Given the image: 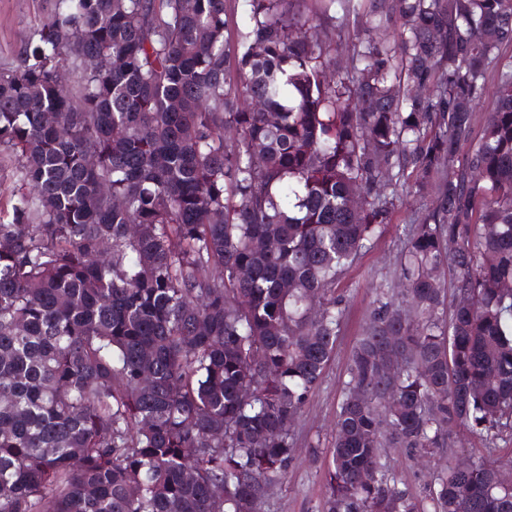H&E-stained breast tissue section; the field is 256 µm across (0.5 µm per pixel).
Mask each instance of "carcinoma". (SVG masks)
I'll return each instance as SVG.
<instances>
[{
    "instance_id": "1",
    "label": "carcinoma",
    "mask_w": 512,
    "mask_h": 512,
    "mask_svg": "<svg viewBox=\"0 0 512 512\" xmlns=\"http://www.w3.org/2000/svg\"><path fill=\"white\" fill-rule=\"evenodd\" d=\"M297 2L55 0L0 68V512H264L336 282L435 178L349 358L325 512H512V460L422 501L381 455L512 437V0Z\"/></svg>"
}]
</instances>
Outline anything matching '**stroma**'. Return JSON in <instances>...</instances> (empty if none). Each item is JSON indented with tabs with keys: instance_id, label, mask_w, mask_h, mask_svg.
<instances>
[{
	"instance_id": "stroma-1",
	"label": "stroma",
	"mask_w": 512,
	"mask_h": 512,
	"mask_svg": "<svg viewBox=\"0 0 512 512\" xmlns=\"http://www.w3.org/2000/svg\"><path fill=\"white\" fill-rule=\"evenodd\" d=\"M52 8L53 0H0V64L13 61L31 23L35 18L46 17ZM435 192L431 186L397 200L383 237L340 277L336 294L346 309L343 327L322 382L297 422L293 460L285 479L273 489L267 512H323V474L334 437L336 412L348 379L350 353L369 322L374 300L390 290L405 225L420 222L432 206ZM484 451L480 440L459 437L452 447L439 448L431 454L386 448L382 461L399 487L421 499L448 464L464 462Z\"/></svg>"
}]
</instances>
